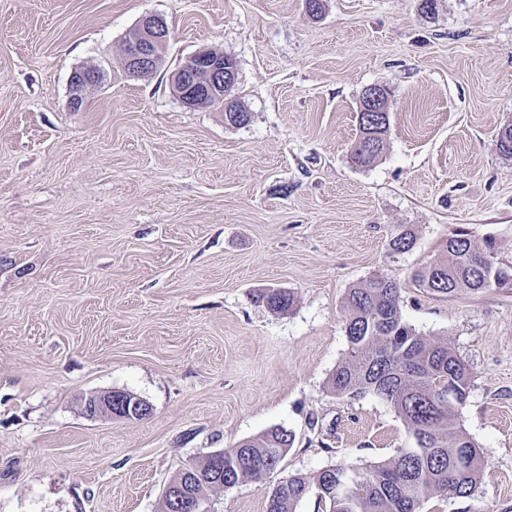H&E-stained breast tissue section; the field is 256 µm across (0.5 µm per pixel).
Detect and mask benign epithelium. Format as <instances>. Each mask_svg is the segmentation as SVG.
Returning a JSON list of instances; mask_svg holds the SVG:
<instances>
[{"instance_id": "benign-epithelium-1", "label": "benign epithelium", "mask_w": 512, "mask_h": 512, "mask_svg": "<svg viewBox=\"0 0 512 512\" xmlns=\"http://www.w3.org/2000/svg\"><path fill=\"white\" fill-rule=\"evenodd\" d=\"M136 38L123 45L122 62L127 76L145 79L154 74L162 63L167 48L169 29L165 20L155 15L143 16L136 28ZM104 74L96 68L77 69L70 80L71 111L80 110L88 90L103 82ZM177 95L188 108H196L204 100H224V54L211 49L202 50L190 57L172 74ZM384 88L374 84L366 88L360 104L362 112H385L387 104L382 95ZM85 413L91 418L112 417L118 414L129 420H141L149 415V405L123 391H110L94 397L87 403ZM183 481L169 485L166 493L173 501L175 512H210L206 502L185 493L184 484L192 483L196 472L182 470Z\"/></svg>"}]
</instances>
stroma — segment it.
<instances>
[{
  "label": "stroma",
  "mask_w": 512,
  "mask_h": 512,
  "mask_svg": "<svg viewBox=\"0 0 512 512\" xmlns=\"http://www.w3.org/2000/svg\"><path fill=\"white\" fill-rule=\"evenodd\" d=\"M169 27L159 69L127 77L142 16ZM232 55L251 119L186 108L173 72ZM105 80L71 111V73ZM390 128L355 167L363 90ZM512 0H0V512H163L171 478L270 428L294 444L262 480L210 492L266 512L291 475L376 464L412 439L390 403L327 382L348 354L345 296L381 277L403 320L448 341L471 389L458 424L485 465L470 497L420 512H512V288L449 298L413 275L450 236L512 264ZM415 241L391 250L397 227ZM287 288V314L255 303ZM130 392L142 420L86 416Z\"/></svg>",
  "instance_id": "35a3bbf8"
}]
</instances>
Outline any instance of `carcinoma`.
<instances>
[{
  "instance_id": "cac0c4a2",
  "label": "carcinoma",
  "mask_w": 512,
  "mask_h": 512,
  "mask_svg": "<svg viewBox=\"0 0 512 512\" xmlns=\"http://www.w3.org/2000/svg\"><path fill=\"white\" fill-rule=\"evenodd\" d=\"M224 120L248 123L250 115L234 101H224ZM359 135L351 158L367 167L381 154L389 130V113H358ZM414 244L408 230L390 239L394 251ZM495 262L494 242L475 244L463 234L448 238L444 258L414 274L424 290L440 297L462 291L499 288L487 265ZM255 302L280 314L292 310L294 293L264 288ZM349 352L328 381L340 397L374 395L390 403L404 422L413 444L392 459L368 467H328L312 477L292 475L270 495L266 512H295V505L314 492L329 512H419L433 496L469 497L479 483L483 456L456 419L469 396L471 380L465 364L442 341L429 340L405 323L399 286L372 277L350 289L345 298ZM294 443V435L273 427L255 439L224 450V485L199 481L186 491L233 488L270 474Z\"/></svg>"
}]
</instances>
